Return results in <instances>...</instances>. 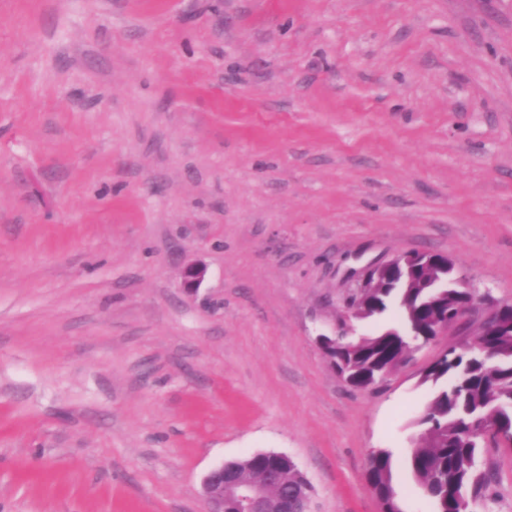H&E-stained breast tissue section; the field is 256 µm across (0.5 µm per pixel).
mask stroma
<instances>
[{
    "label": "stroma",
    "instance_id": "stroma-1",
    "mask_svg": "<svg viewBox=\"0 0 512 512\" xmlns=\"http://www.w3.org/2000/svg\"><path fill=\"white\" fill-rule=\"evenodd\" d=\"M408 251L512 303V0H0V512H201L258 451L380 512L479 322L367 390L317 337ZM396 460L388 448L373 452L367 470V481L381 502L382 512H402L398 491L393 483Z\"/></svg>",
    "mask_w": 512,
    "mask_h": 512
}]
</instances>
